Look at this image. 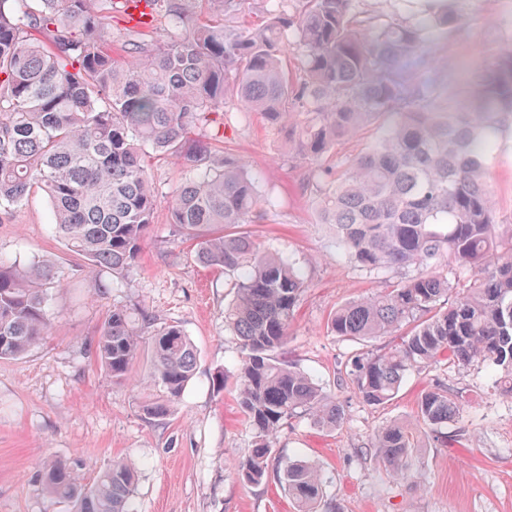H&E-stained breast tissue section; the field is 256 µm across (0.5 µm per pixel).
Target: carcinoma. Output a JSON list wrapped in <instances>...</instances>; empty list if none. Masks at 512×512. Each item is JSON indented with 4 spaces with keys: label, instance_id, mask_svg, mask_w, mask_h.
I'll return each instance as SVG.
<instances>
[{
    "label": "carcinoma",
    "instance_id": "1",
    "mask_svg": "<svg viewBox=\"0 0 512 512\" xmlns=\"http://www.w3.org/2000/svg\"><path fill=\"white\" fill-rule=\"evenodd\" d=\"M126 2L0 0V214L38 188L67 248L96 276L124 275L160 204L147 153L179 163L185 178L168 202L172 223L195 242L201 264L236 276L224 319L239 340L238 396L256 435L238 476L258 485L272 474L298 512H334L314 465L272 464L288 420L307 415L331 431L345 416L336 396L284 356L307 280L248 233H224L262 218L272 203L260 199L259 174L216 155L208 138L190 137L191 128L211 126L229 99L239 105L238 122L261 115L283 133L285 150L310 165L315 209L339 253L370 273L416 268L329 315L328 329L347 340L397 335L388 349L351 359L364 403L391 401L410 372L441 362L484 364L512 393V235L498 231L487 166L498 136L512 132V49L494 56L472 87L477 104L462 112L429 37L431 27L460 21L452 0L420 21L365 14L358 0H272L257 27L209 19L163 43L152 26L128 27L120 50L131 59L124 62L108 22L125 15ZM145 2L152 16L164 10L172 26L185 25L182 4ZM206 2L227 21L241 11V0ZM412 56L425 73L402 68ZM369 126L376 138L332 176L327 161L338 142ZM53 283L50 264L22 266L0 256V359L24 355L48 334L46 288ZM141 343L130 313L115 306L93 350L121 379ZM151 344L147 384L159 394L142 410L164 419L192 380L197 353L167 323L153 330ZM459 413L448 390L422 393L413 418L375 435L379 463L392 477H406L418 464L419 434L447 445L445 428ZM41 482L70 512H131L136 471L131 462H113L86 483L79 467L51 460Z\"/></svg>",
    "mask_w": 512,
    "mask_h": 512
}]
</instances>
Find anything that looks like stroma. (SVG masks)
<instances>
[{
    "label": "stroma",
    "mask_w": 512,
    "mask_h": 512,
    "mask_svg": "<svg viewBox=\"0 0 512 512\" xmlns=\"http://www.w3.org/2000/svg\"><path fill=\"white\" fill-rule=\"evenodd\" d=\"M454 7L462 24L431 29L430 39L447 62L449 89L457 90L486 70L499 48L512 47V0H455ZM224 146L264 173L260 193L276 202L265 219L248 224V232L296 263L308 281L289 327L287 356L345 409L332 431L306 415L289 420L277 436L275 459L319 466L336 512H512V394L485 365L442 363L411 372L390 402L363 403L347 361L354 352L388 347L392 339L346 340L328 330L327 320L336 307L382 291L399 271L370 274L337 255L314 210L307 163L288 157L282 134L259 116L225 130ZM488 168L506 234L512 232V137L499 138ZM150 173L162 202L128 278L90 276L86 259L55 235L52 207L41 190L0 223L1 256L22 265L46 261L56 273L50 334L23 357L0 359V512H64L41 490L49 458L82 463L88 481L111 462L134 461L136 512H295L275 480L254 486L238 477L255 438L237 401L238 340L224 324L234 291L223 273L197 260L171 222L166 200L180 181V166L155 156ZM116 306L136 319L146 313L179 326L197 349L195 375L166 419L142 411L153 395L145 386L153 370L150 345H143L126 381L112 379L94 357L95 338ZM219 373L225 383L217 391L212 379ZM439 385L463 406L448 426L451 444L422 439L418 471L389 478L367 446L382 425L413 415L421 393Z\"/></svg>",
    "instance_id": "obj_1"
}]
</instances>
